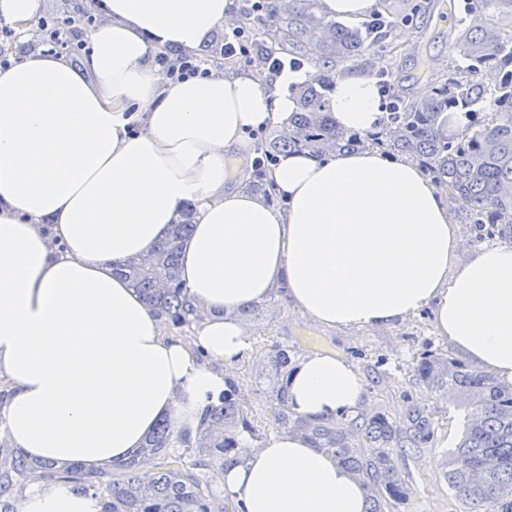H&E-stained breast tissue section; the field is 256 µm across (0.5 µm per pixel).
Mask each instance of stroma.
<instances>
[{"mask_svg": "<svg viewBox=\"0 0 512 512\" xmlns=\"http://www.w3.org/2000/svg\"><path fill=\"white\" fill-rule=\"evenodd\" d=\"M463 18L462 11H444L433 0L424 14L415 16L384 43L370 49L369 55L379 68L395 61V69L390 70L397 97L412 100L418 95L421 85L412 79L416 55L426 57L431 74L447 78L449 66L458 61L450 47ZM247 322L253 332L254 350L232 369L231 375L240 388L241 405L254 431L239 434L238 456H246L251 447L279 427L268 405L276 386L268 376L271 349L287 348L295 362L313 351H335L355 361L365 377L364 415L381 412L401 427L406 423L409 407L418 404L425 408L432 422V443L406 455L402 462L410 495L406 501L392 503L388 512H461L442 471L448 449L460 439L462 412L447 396L431 392L419 381L413 366L425 353L458 361L463 355L436 335L426 316L408 319L394 327L345 332L319 328L283 301L274 299L253 309Z\"/></svg>", "mask_w": 512, "mask_h": 512, "instance_id": "stroma-1", "label": "stroma"}]
</instances>
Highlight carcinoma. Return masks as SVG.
<instances>
[{"label":"carcinoma","instance_id":"cac0c4a2","mask_svg":"<svg viewBox=\"0 0 512 512\" xmlns=\"http://www.w3.org/2000/svg\"><path fill=\"white\" fill-rule=\"evenodd\" d=\"M461 8L469 21L454 42L462 64L452 66L448 78L431 81L426 98L397 100L395 111L386 113L377 133L348 135L327 116L330 93L344 72L340 65L365 56L370 46L390 37L409 17L382 15L378 23L369 20L346 27L320 15L318 0H294L286 10L280 9L277 0H267L268 23L260 32L263 43L274 42L281 50L289 43L303 60L321 66L314 83L300 94V111L289 119L288 141L283 146L320 153L341 143L355 149L385 142L434 175L477 240L512 242V41L497 26L512 24V0H465ZM491 64L501 72L493 90L475 78L480 68ZM489 98L493 104L487 109L482 103ZM193 224V209L188 208L150 260H130L119 268V274L158 313L181 325L192 322L179 276V256ZM289 364L288 349L275 347L274 377H284ZM413 370L431 391L455 395L456 405L464 412L461 438L448 453L444 471L462 512H512V383L428 353ZM270 398L275 420L292 421L286 383H280ZM292 422L297 431L362 479L368 512H384L388 502L408 498L403 454L433 437L431 419L417 406L407 411L403 431L383 413L362 421L355 417L342 426L302 417ZM231 426L255 435L232 379L218 403L202 410L198 446L175 435L171 423L162 419L144 446L128 461L114 465L105 481L93 479L78 466L58 474L53 463L33 465L14 449L0 445V459L10 461L9 469L0 470V512H14L6 499L11 497L15 475L55 476L84 492L92 490L101 512H235L199 478L200 471L214 465L238 463L230 455L238 441L226 434ZM178 445L184 452L173 451Z\"/></svg>","mask_w":512,"mask_h":512}]
</instances>
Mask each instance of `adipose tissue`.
Masks as SVG:
<instances>
[{"mask_svg": "<svg viewBox=\"0 0 512 512\" xmlns=\"http://www.w3.org/2000/svg\"><path fill=\"white\" fill-rule=\"evenodd\" d=\"M101 19L79 61L36 51L0 67V439L33 461L96 472L128 458L161 419L198 436L227 370L253 351L243 309L283 297L317 325L390 327L429 313L438 336L512 381V246L466 249L448 202L415 163L372 148L291 152L261 195L230 186L251 133L296 109L266 65L171 81L154 59L205 53L234 0H83ZM340 130H377L385 101L366 73L339 77ZM197 215L180 278L192 341L117 275L150 258L186 203ZM467 259H460L461 251ZM209 357L201 364L199 355ZM288 404L333 421L365 405L359 366L305 355ZM244 512H366L361 478L297 431L277 430L220 473ZM18 512H99L44 478Z\"/></svg>", "mask_w": 512, "mask_h": 512, "instance_id": "obj_1", "label": "adipose tissue"}]
</instances>
